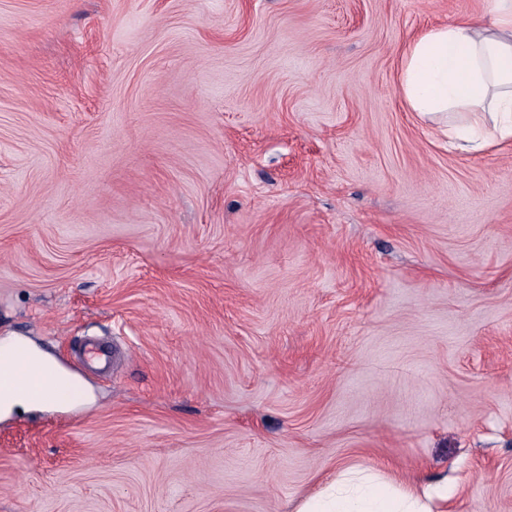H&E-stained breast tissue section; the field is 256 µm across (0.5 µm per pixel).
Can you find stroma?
Returning <instances> with one entry per match:
<instances>
[{
    "label": "stroma",
    "instance_id": "35a3bbf8",
    "mask_svg": "<svg viewBox=\"0 0 512 512\" xmlns=\"http://www.w3.org/2000/svg\"><path fill=\"white\" fill-rule=\"evenodd\" d=\"M492 6L0 0V339L90 392L0 415V512H512V142L399 89ZM422 498L372 474L348 471L325 492L306 500L298 512H430Z\"/></svg>",
    "mask_w": 512,
    "mask_h": 512
}]
</instances>
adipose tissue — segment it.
Wrapping results in <instances>:
<instances>
[{"instance_id":"ef3b65f1","label":"adipose tissue","mask_w":512,"mask_h":512,"mask_svg":"<svg viewBox=\"0 0 512 512\" xmlns=\"http://www.w3.org/2000/svg\"><path fill=\"white\" fill-rule=\"evenodd\" d=\"M409 111L448 125V141L479 153L512 140V0L480 22L436 27L406 51L399 82ZM299 512H430L423 499L350 471Z\"/></svg>"}]
</instances>
